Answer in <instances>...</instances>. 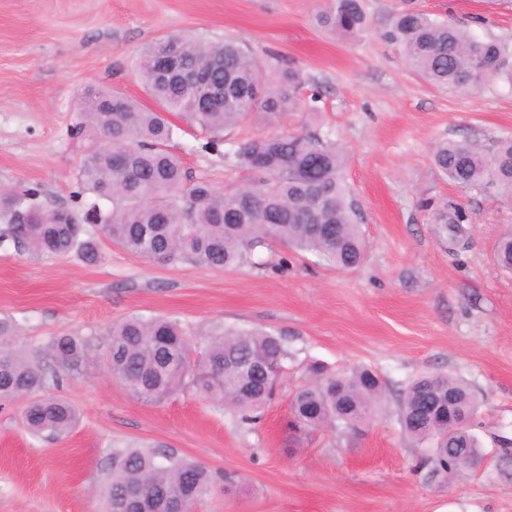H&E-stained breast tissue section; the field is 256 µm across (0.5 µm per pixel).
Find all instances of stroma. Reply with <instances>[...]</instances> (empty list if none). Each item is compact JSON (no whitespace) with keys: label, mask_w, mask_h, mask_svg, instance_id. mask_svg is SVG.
<instances>
[{"label":"stroma","mask_w":512,"mask_h":512,"mask_svg":"<svg viewBox=\"0 0 512 512\" xmlns=\"http://www.w3.org/2000/svg\"><path fill=\"white\" fill-rule=\"evenodd\" d=\"M326 0H0V188L34 187L46 209L70 207L85 142L72 133L90 87L150 105L137 66L170 34L233 36L269 67H293L315 113L275 124L251 115L216 148L184 134L172 149L217 189L242 182L241 142L310 133L346 156L345 178L365 233L362 264L325 269L277 248L268 265L219 270L158 263L101 240V260L51 257L0 243V317L47 368L45 394L79 413L59 439L0 405V512H104L112 451L144 446L196 461L215 477L193 512H512V272L493 258L512 227V202L461 188L432 157L444 139L512 137V86L493 80L459 94L427 84L383 34L400 12H423L477 37L512 43V0H362L370 30L352 40L321 28ZM462 210L463 224H438ZM177 319L193 340L214 327L283 337L289 355L274 397L253 425L185 390L159 402L109 371L107 330L128 315ZM83 340L88 355L58 371L51 342ZM319 361L333 373L364 365L386 385L364 427H324L290 447L289 401ZM451 377L481 401L480 467L445 478L419 468L421 445L399 422V398L419 375Z\"/></svg>","instance_id":"stroma-1"}]
</instances>
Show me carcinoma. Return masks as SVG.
Masks as SVG:
<instances>
[{
    "mask_svg": "<svg viewBox=\"0 0 512 512\" xmlns=\"http://www.w3.org/2000/svg\"><path fill=\"white\" fill-rule=\"evenodd\" d=\"M319 22L332 32L358 37L369 28L360 0H328ZM419 78L438 87L464 91L491 78L512 86L509 46L478 39L467 30L418 12L393 17L384 34ZM174 45L184 69L204 66L211 82L224 86V103L215 105L199 85L162 73L155 58ZM139 73L153 105L147 107L103 89H87L79 104L74 133L90 137L77 175L73 208L43 209L32 188L0 190V241L32 254H77L87 263L101 258L95 225L110 242L157 260L188 259L216 269H234L259 247L278 244L314 255L338 271L357 268L365 239L356 223L344 180L345 155L336 145L309 135H257L234 152L251 178L217 190L196 178L170 143L182 127L208 135L207 146L224 142V132L251 114L275 122L287 112L315 111L299 96L301 77L288 70L271 77L236 39L207 40L168 35L143 51ZM436 167L455 184L492 190L512 201V139L487 152L469 140L445 139L434 152ZM497 265L512 271V232L495 249ZM12 325L0 320V403L40 392L43 370L13 346ZM107 366L112 377L137 398L160 401L184 389L234 409L241 423L253 424L271 400L278 374L288 358L283 338L262 330L218 329L196 345L180 323L164 316L132 315L108 332ZM56 362L65 371L79 367L87 345L72 336L52 341ZM309 379L293 395L288 428L297 441L326 426L348 428L372 421L385 387L377 373L356 367L331 374L317 362ZM481 402L465 386L440 374L415 379L400 399L404 432L421 444V464L433 477L473 469L484 458L472 432L457 433L453 421L475 423ZM23 423L34 435L58 439L70 433L79 416L69 403L42 396L29 402ZM203 466L161 449L116 448L112 480L105 489L108 512L132 486L153 499L154 512H166L172 498L198 499L210 488Z\"/></svg>",
    "mask_w": 512,
    "mask_h": 512,
    "instance_id": "obj_1",
    "label": "carcinoma"
}]
</instances>
